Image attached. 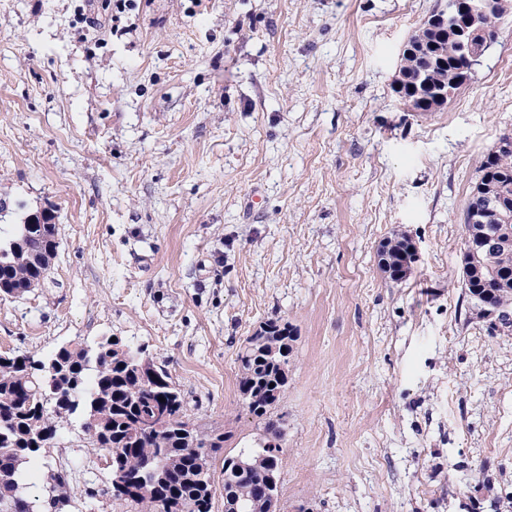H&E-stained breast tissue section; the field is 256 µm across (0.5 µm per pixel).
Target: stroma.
<instances>
[{
  "label": "stroma",
  "mask_w": 512,
  "mask_h": 512,
  "mask_svg": "<svg viewBox=\"0 0 512 512\" xmlns=\"http://www.w3.org/2000/svg\"><path fill=\"white\" fill-rule=\"evenodd\" d=\"M442 0H0V231L59 226L44 281L0 296V353L105 336L146 348L222 454L264 423L238 356L296 340L271 410L280 512H512V332L470 309L460 258L479 168L512 133V12L433 112L395 91ZM416 247L394 281L390 237ZM81 415L28 468L33 493Z\"/></svg>",
  "instance_id": "stroma-1"
}]
</instances>
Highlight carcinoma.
<instances>
[{
    "label": "carcinoma",
    "mask_w": 512,
    "mask_h": 512,
    "mask_svg": "<svg viewBox=\"0 0 512 512\" xmlns=\"http://www.w3.org/2000/svg\"><path fill=\"white\" fill-rule=\"evenodd\" d=\"M448 0L436 12L448 22L441 36L418 30L408 45L415 53L402 57V67L427 85V90H458L471 79L475 66L459 42L455 27L464 14ZM490 38L505 13H478ZM512 223V148L494 147L481 164L465 212V237L498 230ZM56 224H17L10 237L0 240V280L3 293L20 297L26 284L40 275V257L57 251ZM407 240L388 241L393 260L391 279L398 281ZM512 245L489 263L474 261L462 278L465 293L484 298L512 312ZM295 341L288 324L270 320L249 339L238 355L240 394L250 414L265 420V438L259 446L243 448L224 458V512H264L263 482L279 472L280 437L268 416L288 384V363ZM165 401H159V398ZM153 409L161 426L148 433L139 425L140 414ZM83 411L82 431L95 448L110 454V472L119 473L120 486L86 490L88 504L108 495L121 507L158 512L165 497L175 512H212L215 495L213 455L224 447V433L205 432L191 424L181 392L169 372L121 339L110 337L93 349L79 343L58 347L49 357L36 358L21 351L0 353V512H63L70 505L65 473L46 475L39 495L28 493L25 467L53 447L59 429L70 416Z\"/></svg>",
    "instance_id": "1"
}]
</instances>
